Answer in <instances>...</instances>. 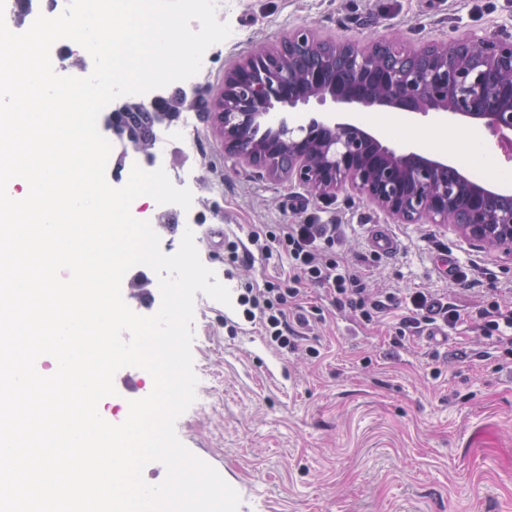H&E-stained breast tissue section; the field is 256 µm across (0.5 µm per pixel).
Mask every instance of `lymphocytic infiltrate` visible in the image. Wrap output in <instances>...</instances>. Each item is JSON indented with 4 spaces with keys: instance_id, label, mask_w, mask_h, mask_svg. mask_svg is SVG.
Listing matches in <instances>:
<instances>
[{
    "instance_id": "obj_1",
    "label": "lymphocytic infiltrate",
    "mask_w": 512,
    "mask_h": 512,
    "mask_svg": "<svg viewBox=\"0 0 512 512\" xmlns=\"http://www.w3.org/2000/svg\"><path fill=\"white\" fill-rule=\"evenodd\" d=\"M333 224H292L277 240L276 247L262 246L265 259L274 254L287 257L298 279L327 288L335 303L359 311L362 318L370 320L396 306L394 296H371L358 277L336 258L339 237ZM300 293L299 288L268 285L262 290L244 286L237 300L244 307L247 318H259L272 345L281 350L297 347L298 336L290 325L288 303ZM407 313L400 321V333H420L427 325L440 324L443 328L455 327L464 316L458 306L447 300L419 291L407 294L403 301Z\"/></svg>"
}]
</instances>
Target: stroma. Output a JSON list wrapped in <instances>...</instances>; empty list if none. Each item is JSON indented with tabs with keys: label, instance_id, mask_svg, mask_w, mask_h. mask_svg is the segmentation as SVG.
Instances as JSON below:
<instances>
[{
	"label": "stroma",
	"instance_id": "1",
	"mask_svg": "<svg viewBox=\"0 0 512 512\" xmlns=\"http://www.w3.org/2000/svg\"><path fill=\"white\" fill-rule=\"evenodd\" d=\"M231 36L210 47L214 70L190 78L212 95L224 73L259 47L279 48L293 30L368 48L398 41L410 50L463 32L512 36V0H224ZM203 159L176 145L157 159L184 172L193 194L205 266L229 289L286 283L287 260L242 267L223 258L226 240L282 234L290 224H341L336 258L374 294L421 290L448 295L465 313L447 337L396 341L394 309L365 321L305 287L300 303L319 309L303 349L269 346L262 325L197 294L192 328L196 399L175 425L180 441L217 467L240 496L238 512H512V354L482 335L487 295L512 303V262L474 247L442 224H396L353 193L310 189L230 155L213 115H194ZM387 225L395 252L373 250ZM466 264L456 281L442 261ZM317 347L318 358L306 356ZM115 380L98 410L109 423L148 395Z\"/></svg>",
	"mask_w": 512,
	"mask_h": 512
}]
</instances>
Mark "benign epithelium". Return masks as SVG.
<instances>
[{"mask_svg": "<svg viewBox=\"0 0 512 512\" xmlns=\"http://www.w3.org/2000/svg\"><path fill=\"white\" fill-rule=\"evenodd\" d=\"M289 39L314 53L322 41L307 30ZM390 43L367 51L354 44L336 45V57L308 71L284 62L273 76L265 74L272 53L252 55L224 74V91L216 107L235 113L224 124V148L243 161L263 163L268 172L298 181L320 197L351 190L363 195L397 224H449L465 240L499 251L512 260V208L497 202L512 193L472 181L445 157L415 146L397 150L381 142L379 134L354 112L316 113L304 125L288 126V111L315 100L335 105L381 107L410 116L435 112L445 118L481 124L512 143V40L471 34L438 44L433 58L424 51L406 52L416 66H392L383 55ZM262 73L258 97L238 101L232 88L248 75ZM161 93L138 98L139 104L166 117ZM274 127L266 140L249 136L256 117ZM288 155V167L277 159Z\"/></svg>", "mask_w": 512, "mask_h": 512, "instance_id": "1", "label": "benign epithelium"}]
</instances>
